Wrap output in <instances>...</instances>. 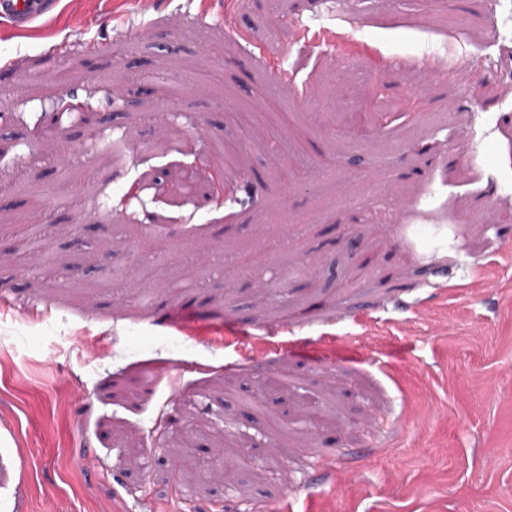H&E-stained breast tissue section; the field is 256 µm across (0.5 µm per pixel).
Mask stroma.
<instances>
[{
  "mask_svg": "<svg viewBox=\"0 0 512 512\" xmlns=\"http://www.w3.org/2000/svg\"><path fill=\"white\" fill-rule=\"evenodd\" d=\"M506 59L512 0L0 18V512H512ZM226 145L222 194L156 182Z\"/></svg>",
  "mask_w": 512,
  "mask_h": 512,
  "instance_id": "obj_1",
  "label": "stroma"
}]
</instances>
